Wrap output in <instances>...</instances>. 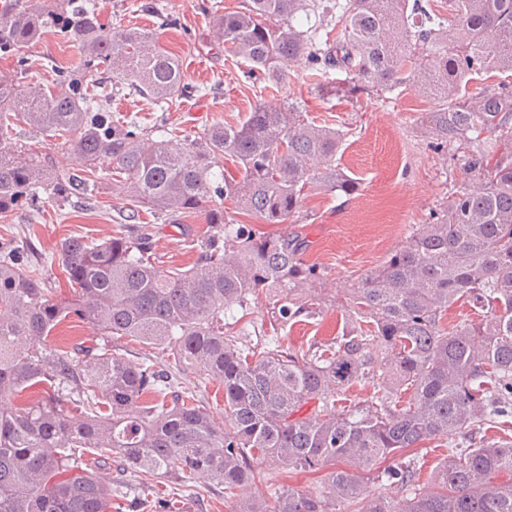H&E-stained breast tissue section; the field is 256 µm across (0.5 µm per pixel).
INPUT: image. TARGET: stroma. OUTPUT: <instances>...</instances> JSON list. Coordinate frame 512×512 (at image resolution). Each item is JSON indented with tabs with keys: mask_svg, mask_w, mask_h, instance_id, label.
<instances>
[{
	"mask_svg": "<svg viewBox=\"0 0 512 512\" xmlns=\"http://www.w3.org/2000/svg\"><path fill=\"white\" fill-rule=\"evenodd\" d=\"M144 2L97 0V5L103 22L155 32L162 47L180 56L187 82L207 86L209 92L174 99L168 111L158 112L147 100L123 89L112 97L113 120L121 122L134 115L148 128L165 125L172 146L179 147L205 125L219 119L235 121L258 102L272 98L297 102L315 123L326 121L346 129L336 167L356 179V193L325 192L306 198L307 219L295 227L308 244L306 263L317 265L324 274L308 290L320 303L319 314L274 326L272 301L262 294L224 321L225 331L248 347L274 339L282 350L299 354L330 342L345 322L347 288L401 249L430 209L464 184L462 170L447 167L416 130L414 121L428 108V101L411 89L386 98L353 94L339 89L336 79L318 84L299 71L278 92H269L244 65L225 56L213 38L215 8L234 11L242 7L243 0H159L163 9L158 13L144 10ZM27 58L31 71L42 76L54 62L78 65L80 53L48 30L28 49ZM16 140L28 152L49 157L54 169L76 165L46 134L22 126ZM144 227L151 233L153 253L167 269L190 268L198 257L200 241L213 233L198 214L186 224H165L144 209L130 213L113 196L109 184L102 183L86 203L76 200L59 207L45 200L35 217L24 210L1 211L0 244L27 240L36 252L48 256L65 238L100 241L121 230ZM265 474V480L250 492L268 500L278 485L316 493L325 478L321 471L299 472L284 465L267 468ZM170 505L178 512H231L234 501L225 497L223 486L185 478L145 482L132 476L112 496V512H166Z\"/></svg>",
	"mask_w": 512,
	"mask_h": 512,
	"instance_id": "obj_1",
	"label": "stroma"
}]
</instances>
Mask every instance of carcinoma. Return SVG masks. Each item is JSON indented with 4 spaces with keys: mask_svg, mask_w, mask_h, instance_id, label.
Segmentation results:
<instances>
[{
    "mask_svg": "<svg viewBox=\"0 0 512 512\" xmlns=\"http://www.w3.org/2000/svg\"><path fill=\"white\" fill-rule=\"evenodd\" d=\"M318 18L305 30L298 16ZM453 21L426 0H244L216 15L224 52L272 86L294 60L311 80L337 70L347 91L412 88L431 97L416 124L437 154L457 153L476 190L452 192L406 245L369 271L347 301L341 334L314 354L246 351L224 319L263 291L282 325L316 314L295 293L321 278L303 260L296 232L262 237L224 204L263 224H298L306 195L355 181L336 169L346 132L305 119L293 102H263L237 123H216L187 147L131 117L112 121V92L127 87L163 107L207 90L185 81L177 55L153 32L101 22L96 0H12L0 8V52L16 69L0 76V211L39 210L40 194L62 205L100 180L165 224L200 213L219 229L194 265L165 270L150 233L104 241L66 239L58 265L70 295L59 297L27 243L0 254V399L37 386L53 392L22 407L0 404V512H112L116 458L122 472L164 480L175 471L224 489L260 481L259 465L329 467L322 489L289 488L274 505L245 495L235 512H512V442L478 440L475 427L512 418V0H448ZM336 29L324 39L320 32ZM73 42L77 67L54 69L51 88L28 73L26 49L45 29ZM487 82L474 97L469 83ZM26 125L59 140L79 168L55 173L14 142ZM229 156L235 178L218 180ZM462 301L477 324L443 327ZM69 318L98 335L69 351L46 344ZM165 347L175 364L224 386V424L177 390L154 365L112 354V338ZM372 383L371 400L337 411L335 396ZM75 401L79 413L61 409ZM448 440V457L418 484L426 441ZM380 460L388 462L373 471ZM350 468L334 469L336 464ZM410 492L367 493L370 480Z\"/></svg>",
    "mask_w": 512,
    "mask_h": 512,
    "instance_id": "obj_1",
    "label": "carcinoma"
}]
</instances>
